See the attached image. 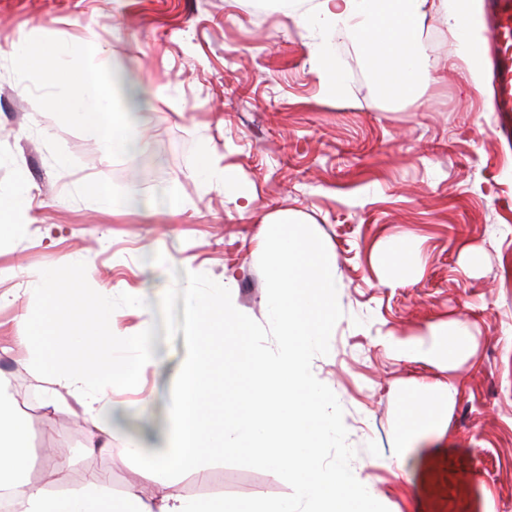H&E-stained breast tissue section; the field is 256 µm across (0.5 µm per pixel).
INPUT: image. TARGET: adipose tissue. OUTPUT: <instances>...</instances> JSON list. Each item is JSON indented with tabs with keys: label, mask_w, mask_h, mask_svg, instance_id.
<instances>
[{
	"label": "adipose tissue",
	"mask_w": 512,
	"mask_h": 512,
	"mask_svg": "<svg viewBox=\"0 0 512 512\" xmlns=\"http://www.w3.org/2000/svg\"><path fill=\"white\" fill-rule=\"evenodd\" d=\"M473 0H318L315 13L330 30L354 34L366 69L379 92L389 100L418 97L433 79V71L421 50L423 31L433 5H440L449 33L469 63L474 90H482L484 73L477 66L478 43L470 33ZM24 66L25 81L18 85L54 82L60 92L56 107L77 124L95 128L113 151L128 152L137 141L130 131V114L113 105L114 88L103 79L107 58L88 43L64 42L52 49L21 42L12 49ZM381 251L388 263L384 270L392 281L410 279L417 268L418 250L409 238L386 241ZM449 388L424 391L409 400L401 428L405 439L425 430L440 429V401L453 398Z\"/></svg>",
	"instance_id": "ef3b65f1"
}]
</instances>
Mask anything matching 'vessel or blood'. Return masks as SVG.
<instances>
[{"label": "vessel or blood", "mask_w": 512, "mask_h": 512, "mask_svg": "<svg viewBox=\"0 0 512 512\" xmlns=\"http://www.w3.org/2000/svg\"><path fill=\"white\" fill-rule=\"evenodd\" d=\"M486 19L492 54L487 62L494 107L512 114V0H487Z\"/></svg>", "instance_id": "b4317fda"}]
</instances>
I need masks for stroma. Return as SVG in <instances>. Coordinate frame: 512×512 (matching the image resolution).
Listing matches in <instances>:
<instances>
[{"label": "stroma", "mask_w": 512, "mask_h": 512, "mask_svg": "<svg viewBox=\"0 0 512 512\" xmlns=\"http://www.w3.org/2000/svg\"><path fill=\"white\" fill-rule=\"evenodd\" d=\"M316 2L296 0L294 20L280 0H0V192L23 183L31 198L28 220L0 249V382L26 409L37 454L31 485L67 494L101 471L112 493L135 483L152 494L155 481L136 473L126 450L162 446L169 435L171 386L186 355L184 337L165 341L159 326L171 272L191 265L264 322L261 220L289 213L321 237L336 267L343 316L312 371L343 408L353 472L389 512H512V141L490 93L469 86L442 13L422 36L438 80L417 101L391 106L357 40L306 21ZM26 40L108 51L104 78L116 104L127 85L140 92L130 117L135 152H113L91 127L66 120L54 88L16 94L23 71L12 46ZM322 42L346 82L333 100L315 67ZM204 148L215 167L235 172L241 194L199 178ZM88 182L145 201L165 190L182 211L101 213L81 193ZM389 237L416 243L411 279L383 278L377 251ZM152 241L164 247L163 267L150 262ZM64 256L85 262L94 290L147 300L140 317L117 309L119 328H155L154 362L136 387L113 390L111 443L93 452L83 437L98 422L72 398L47 405L53 383L18 345L19 315L34 306L18 268L37 272ZM456 318L473 332L468 356L418 362L395 352V343L427 336L440 349ZM434 382L456 391L442 410L446 429L405 449L404 407ZM60 445L70 458L62 468L40 455ZM165 490L181 498L291 492L272 472L228 464L167 480Z\"/></svg>", "instance_id": "35a3bbf8"}]
</instances>
